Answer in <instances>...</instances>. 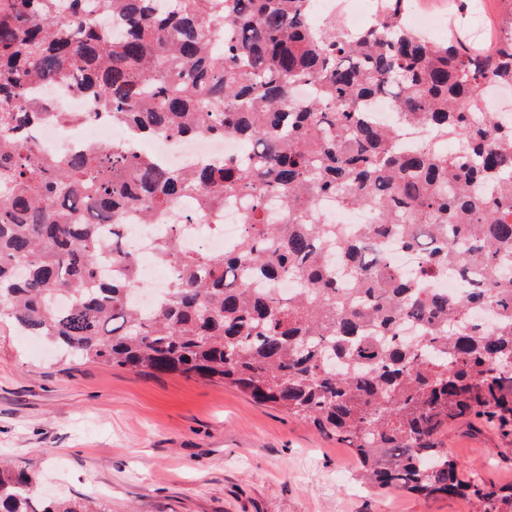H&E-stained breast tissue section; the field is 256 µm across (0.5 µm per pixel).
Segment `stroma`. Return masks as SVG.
<instances>
[{
    "label": "stroma",
    "mask_w": 512,
    "mask_h": 512,
    "mask_svg": "<svg viewBox=\"0 0 512 512\" xmlns=\"http://www.w3.org/2000/svg\"><path fill=\"white\" fill-rule=\"evenodd\" d=\"M441 442L466 473L512 484V435L461 421ZM0 458L38 497L107 512H473L360 483L350 450L218 380L134 373L33 351L0 320Z\"/></svg>",
    "instance_id": "1"
}]
</instances>
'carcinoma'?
<instances>
[{
    "label": "carcinoma",
    "instance_id": "1",
    "mask_svg": "<svg viewBox=\"0 0 512 512\" xmlns=\"http://www.w3.org/2000/svg\"><path fill=\"white\" fill-rule=\"evenodd\" d=\"M406 2L351 37L337 16L314 25L316 0H0V317L74 359L220 380L346 444L381 490L512 512V487L466 476L440 443L460 420L512 424V119L474 118L489 85L512 86V37L484 51L434 41ZM36 83L147 138L234 135L254 151L186 174L117 142L45 157L29 135L46 116ZM299 84L314 96L296 105ZM380 97L437 142L411 148L364 118ZM188 195L205 209L246 197L242 235L222 254L157 240L176 276L143 312L124 214L149 220ZM325 196L374 222L336 230ZM387 239L418 253L414 275L384 256ZM250 267L296 294L235 283ZM438 273L466 288L448 300L428 288ZM34 481L0 464V512H106L92 497L39 501Z\"/></svg>",
    "mask_w": 512,
    "mask_h": 512
}]
</instances>
